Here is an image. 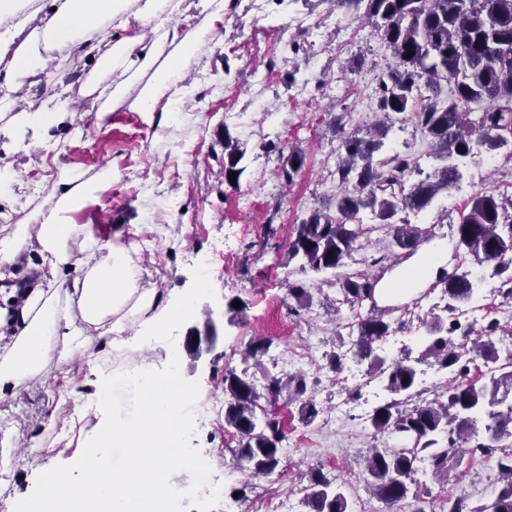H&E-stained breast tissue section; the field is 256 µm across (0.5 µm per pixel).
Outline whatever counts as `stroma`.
<instances>
[{
    "label": "stroma",
    "mask_w": 512,
    "mask_h": 512,
    "mask_svg": "<svg viewBox=\"0 0 512 512\" xmlns=\"http://www.w3.org/2000/svg\"><path fill=\"white\" fill-rule=\"evenodd\" d=\"M302 49L292 52L289 40ZM358 60L359 69L340 79L342 63ZM392 61L370 25L357 24L332 0H228L224 18L199 43L183 83L187 88L175 128H165V112L145 117L131 108L141 82L133 80L121 102L96 127L102 99L91 89L94 75L88 61L41 80L16 93V108L53 107L55 121L41 132L17 127L0 133V166L19 173L13 194L0 196V225L25 221L36 208L52 206L60 191V168L88 175L113 167L112 184L88 205L73 212V223L99 229L100 239L149 241L141 254L140 284L171 297L191 292L198 268L191 257L210 252L223 240L224 254L209 274L210 289L199 295L195 312L173 332L181 347V373L201 398L223 402L224 373L247 370L256 386L266 372L289 375L291 352L314 345L317 365L306 370L317 401L336 406L345 373L330 370L328 357L343 354L350 339L338 326L347 306L339 305L335 285L323 276L297 273L284 254L293 224L312 208L330 207L336 193L339 135L335 113H345V128L372 122L374 72ZM243 143L246 155L238 184L224 179V139ZM45 140L46 149L25 152L20 141ZM302 148L306 158L293 182L281 175L287 147ZM496 168L469 166L459 188L441 197L430 211L438 236L454 238L459 216L470 198L488 191L512 195V161L496 156ZM303 283L312 304L294 315L288 311V285ZM239 301L230 309L231 301ZM390 334L381 343L387 360L401 353L419 355L425 337L422 323L404 325L390 316ZM272 346L261 364L246 362L253 337ZM98 362L75 361L63 369L79 383L77 395L60 400L58 392L32 390L22 399H0V431L26 441L77 420L94 424L92 387L85 379ZM287 439L286 475L258 481L246 497H238L247 479L236 454L239 437L224 425L192 428L186 450L222 483L216 496L199 499L173 494L169 512H262L269 500H283L286 512H301L304 491L293 472L310 467L331 470L341 462L350 512H404L385 509L365 489L355 463L358 453L374 442L370 424L354 420L327 423L318 418L303 425L296 406L277 400Z\"/></svg>",
    "instance_id": "obj_1"
}]
</instances>
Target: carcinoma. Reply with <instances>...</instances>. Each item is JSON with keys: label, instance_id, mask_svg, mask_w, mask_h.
I'll use <instances>...</instances> for the list:
<instances>
[{"label": "carcinoma", "instance_id": "cac0c4a2", "mask_svg": "<svg viewBox=\"0 0 512 512\" xmlns=\"http://www.w3.org/2000/svg\"><path fill=\"white\" fill-rule=\"evenodd\" d=\"M342 8L364 12L356 19L374 29L391 52L392 64L378 70L375 112L370 126L345 131L344 115L334 116L340 134L334 211L314 208L293 225L284 256L299 262L301 271L330 272L342 302L361 306L368 314L358 323L357 356L370 360L366 374L377 377L391 400L375 408L368 420L374 434L407 439L398 445L372 446L357 459L363 481L388 508L405 505L408 512H435L423 476L439 484L458 468L471 438L479 448H492L497 471L495 491L477 506L462 498L448 499V512H512V352L498 348L512 338V323L491 317L482 325L458 321L459 308L474 294L469 273L440 269L436 284L448 298L444 311L425 323L424 350L417 362H430L445 380L430 400L417 389V371L409 358L386 363L375 345L389 334L390 323L374 300L376 280L341 269L361 249V239L383 231L391 238L393 257L413 256L431 236L407 214L430 209L442 195L458 187L469 162L505 149L512 159V0H336ZM410 122L428 143L429 170L409 165L407 155L380 153L389 126ZM465 152H460V149ZM228 162L224 176L242 174L245 151L224 136ZM304 163L303 152L289 148L288 167L281 176L292 182ZM461 212L455 252L474 262L494 263L501 279L499 293L512 299V198L475 194ZM297 307L310 305L312 295L298 284L288 285ZM295 307V308H297ZM290 308V311H295ZM271 340L256 336L246 358L261 362ZM486 372L475 376L477 361ZM285 398L298 406L301 422L312 423L323 406L309 391L305 376L267 375L261 393L246 377L224 372V423L240 437L238 456L251 476L268 477L282 464V425L274 414L257 413L259 401ZM307 480L306 512H349L338 478L319 467L302 474Z\"/></svg>", "mask_w": 512, "mask_h": 512}]
</instances>
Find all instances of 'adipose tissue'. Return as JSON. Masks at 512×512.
Instances as JSON below:
<instances>
[{
  "label": "adipose tissue",
  "instance_id": "obj_1",
  "mask_svg": "<svg viewBox=\"0 0 512 512\" xmlns=\"http://www.w3.org/2000/svg\"><path fill=\"white\" fill-rule=\"evenodd\" d=\"M179 7L180 0H0V79L15 90L47 72L68 70L80 46L109 25L119 37L98 64L120 78L145 75L134 109L149 115L159 102L179 104L183 72L212 23L222 19L224 0H205V19L185 32L171 23ZM37 13L44 16L43 28L28 30ZM145 25L151 36L142 33ZM44 38L45 54L38 49ZM111 182L108 167L89 178L62 169V192L53 207L0 228V397L21 396L35 385L51 390L62 364L86 358L95 348L121 354L163 342L193 312L195 296L174 301L141 287L137 245L101 241L85 225L69 221L70 213ZM447 253V241L435 242L398 277L381 281L377 294L412 292L435 277ZM36 257L43 272L34 284L11 287L18 261ZM179 370L174 352L162 370L147 363L97 369V413L111 411L127 388L135 406L87 430L73 466L56 465L42 440L22 448L9 443L0 453V473L11 475L34 461L39 486L12 512H160L170 491L181 488V474L197 464L183 437L198 395L175 383Z\"/></svg>",
  "mask_w": 512,
  "mask_h": 512
}]
</instances>
